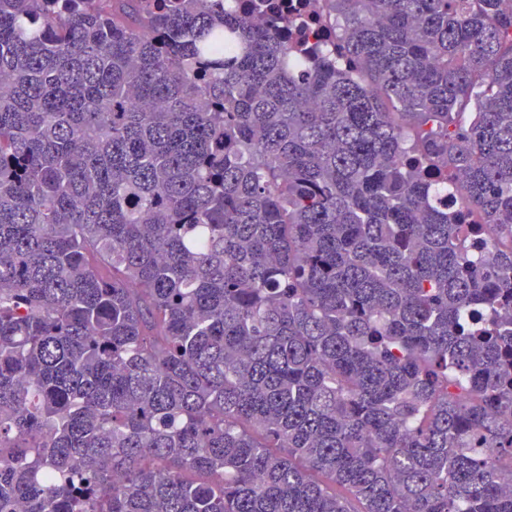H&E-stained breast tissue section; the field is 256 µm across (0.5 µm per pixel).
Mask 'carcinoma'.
<instances>
[{
    "label": "carcinoma",
    "instance_id": "1",
    "mask_svg": "<svg viewBox=\"0 0 512 512\" xmlns=\"http://www.w3.org/2000/svg\"><path fill=\"white\" fill-rule=\"evenodd\" d=\"M297 10L0 0V512H512V8Z\"/></svg>",
    "mask_w": 512,
    "mask_h": 512
}]
</instances>
